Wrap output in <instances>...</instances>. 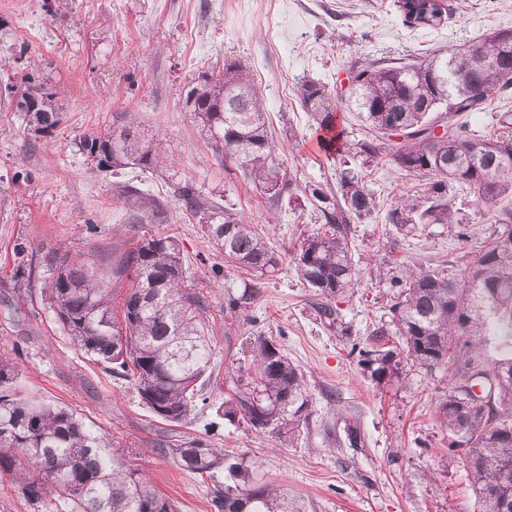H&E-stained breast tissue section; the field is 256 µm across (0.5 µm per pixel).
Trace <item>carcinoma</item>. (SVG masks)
<instances>
[{"mask_svg":"<svg viewBox=\"0 0 512 512\" xmlns=\"http://www.w3.org/2000/svg\"><path fill=\"white\" fill-rule=\"evenodd\" d=\"M405 23L437 29L448 10L436 0H397ZM349 97L365 136L348 139L338 126L336 96L315 80L301 86L303 106L319 128L332 134L324 149L340 158L369 163L381 155L400 171L426 180L418 195L398 198L385 222L403 235L430 224H446L458 241L471 226L454 210L456 191L475 190L488 209L490 231L469 260L430 263L407 277L393 276L398 289L389 322L375 336H397L402 344L358 349L359 364L381 383L400 374L401 364L439 367L452 374L448 395L436 414L448 431V452L465 456L480 512H512V116L500 119L502 132L480 137L465 117L488 106L494 95L512 89V29L500 28L477 43L423 60L368 64L351 70ZM7 106L24 113L35 133L57 126L62 115L55 94L27 78L21 94L5 88ZM191 119L207 131L220 158H229L258 181L272 203L287 188L280 177L275 144L266 125L253 75L239 63L224 64L216 77L201 76L186 94ZM80 150L102 173L128 166L154 169L163 163L159 145H148L129 126L89 133ZM114 192L136 224L165 219L162 202L139 187L116 183ZM184 205L200 216L208 238L224 258L256 280L228 295V310L252 307L261 281L278 271L282 257L253 224L184 186ZM322 204L328 228L306 239L294 256L303 284L318 297L319 316L346 331L336 298L357 285L349 242L350 219L376 210V198L360 172L346 168L336 192L311 189ZM122 317L114 312L125 282ZM58 320L74 344L112 373L131 379L140 400L167 422L184 421L206 404L204 376L214 347L204 297L183 263L177 240L150 236L115 259L62 258L48 284ZM248 367L233 379L224 415L279 438H293L311 413L312 398L302 371L274 340L255 336L242 347ZM488 381L484 400L470 393L471 381ZM13 370L0 364V474L9 475L32 501L65 494L79 512H176L143 473L125 468L105 452L106 435L74 411L20 396ZM167 454L200 477L227 469L230 482L213 491L216 512H300L288 494L253 480L250 466L227 463L224 449L189 436ZM38 477L30 475V470Z\"/></svg>","mask_w":512,"mask_h":512,"instance_id":"obj_1","label":"carcinoma"}]
</instances>
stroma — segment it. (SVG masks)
<instances>
[{"instance_id": "stroma-1", "label": "stroma", "mask_w": 512, "mask_h": 512, "mask_svg": "<svg viewBox=\"0 0 512 512\" xmlns=\"http://www.w3.org/2000/svg\"><path fill=\"white\" fill-rule=\"evenodd\" d=\"M447 2V22L431 30L404 24L395 0H69L63 12L55 0H0V29L9 33L0 40V86L33 77L52 89L62 112L56 127L37 134L22 113L0 104V362L13 370L16 391L73 409L105 431L114 453L144 471L177 512H214L213 481L181 469L166 453L191 435L245 458L256 481L286 490L301 512H479L467 464L449 455L448 433L435 416L452 383L448 371L406 364L400 377L379 384L351 351L370 344L372 330L388 320L390 277L430 258L477 252L490 223L473 191L455 199L473 230L468 242H457L443 224L406 238L384 213L395 197L421 193L425 181L386 158L362 165L378 211L350 223L358 285L337 300L350 334L321 321L318 299L293 261L325 222L309 186L333 188L342 170L316 143L320 130L301 105L302 83L315 80L337 93L346 128L361 136L346 96L350 70L423 59L512 28V0ZM228 60L253 74L290 182L273 206L258 183L215 157L185 105L189 86ZM123 125L161 143L167 163L147 171L129 167L114 177L98 172L80 140ZM116 180L163 200L164 222L129 223L126 206L112 195ZM186 183L259 225L282 257L247 313L225 308L227 294L248 275L225 263L199 216L176 196ZM151 235L176 237L206 301L215 348L210 401L177 425L156 416L132 384L74 345L47 292L54 260L115 257ZM19 243L24 253H17ZM392 256L401 265L389 264ZM258 335L282 346L312 397L307 426L289 441L221 410L230 378L244 363L243 341ZM348 423L360 429L359 447L335 438ZM0 512L77 508L53 492L31 502L2 475Z\"/></svg>"}]
</instances>
